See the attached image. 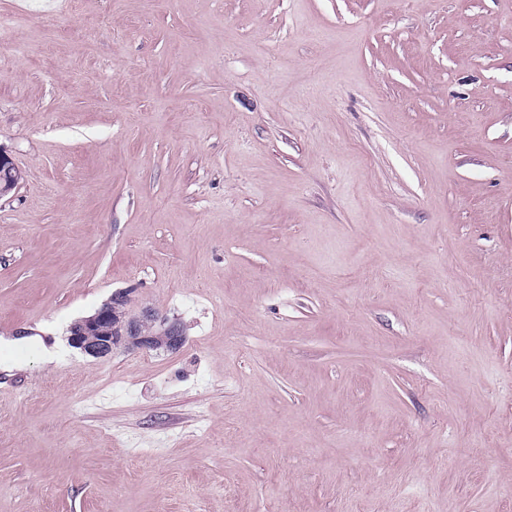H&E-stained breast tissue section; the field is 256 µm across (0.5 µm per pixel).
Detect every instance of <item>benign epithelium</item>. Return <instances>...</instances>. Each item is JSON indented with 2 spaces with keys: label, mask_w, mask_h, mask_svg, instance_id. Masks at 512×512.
Instances as JSON below:
<instances>
[{
  "label": "benign epithelium",
  "mask_w": 512,
  "mask_h": 512,
  "mask_svg": "<svg viewBox=\"0 0 512 512\" xmlns=\"http://www.w3.org/2000/svg\"><path fill=\"white\" fill-rule=\"evenodd\" d=\"M10 155L0 149V196L15 188ZM130 294L118 291L92 315L73 322L69 329V345L82 353L105 361L118 349L173 352L180 349L185 337L181 327L162 317L152 307H143L126 318L117 314V306L127 303Z\"/></svg>",
  "instance_id": "1"
}]
</instances>
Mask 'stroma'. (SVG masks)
Returning <instances> with one entry per match:
<instances>
[{
    "label": "stroma",
    "mask_w": 512,
    "mask_h": 512,
    "mask_svg": "<svg viewBox=\"0 0 512 512\" xmlns=\"http://www.w3.org/2000/svg\"><path fill=\"white\" fill-rule=\"evenodd\" d=\"M13 2L0 512H512V0ZM127 292H115L92 315L73 322L68 342L72 348L105 361L118 349L173 352L179 350L185 337L176 322L162 317L152 307H143L135 315L121 317L117 306L129 303Z\"/></svg>",
    "instance_id": "obj_1"
}]
</instances>
